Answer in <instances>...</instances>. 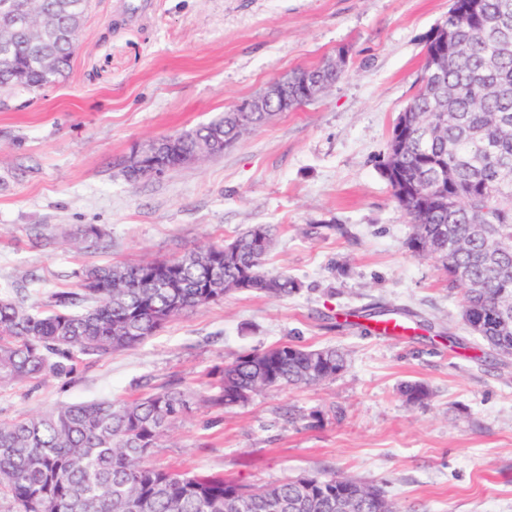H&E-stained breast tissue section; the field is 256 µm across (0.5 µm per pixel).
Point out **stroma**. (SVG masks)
I'll list each match as a JSON object with an SVG mask.
<instances>
[{"mask_svg":"<svg viewBox=\"0 0 512 512\" xmlns=\"http://www.w3.org/2000/svg\"><path fill=\"white\" fill-rule=\"evenodd\" d=\"M449 0H90L67 76L0 90V298L31 306L106 263L175 257L275 227L266 267L298 278L283 298L233 292L129 350L72 374L0 385V420L175 384L282 343L333 346L329 382L201 406L155 449L164 468L257 487L336 472L400 512H512V359L488 361L461 291L414 257L380 172L419 87ZM348 49L329 92L279 113L223 154L128 182L133 148L195 128L268 83ZM95 226L101 248L74 243ZM403 321L400 337L376 316ZM430 396L410 404L403 383Z\"/></svg>","mask_w":512,"mask_h":512,"instance_id":"stroma-1","label":"stroma"}]
</instances>
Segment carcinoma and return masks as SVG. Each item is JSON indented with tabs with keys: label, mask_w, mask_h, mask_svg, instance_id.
Wrapping results in <instances>:
<instances>
[{
	"label": "carcinoma",
	"mask_w": 512,
	"mask_h": 512,
	"mask_svg": "<svg viewBox=\"0 0 512 512\" xmlns=\"http://www.w3.org/2000/svg\"><path fill=\"white\" fill-rule=\"evenodd\" d=\"M89 0H32L42 39L0 30V88L36 90L42 58L70 69ZM443 26L451 37L426 56L421 87L392 130L382 171L406 216L408 250L433 260L462 291L461 317L496 359L512 357V0H478L477 10L451 4ZM347 68L324 62L288 74V99L309 87L324 94ZM260 112H224L174 135L167 169L205 160L264 125ZM270 225H254L229 243L180 256L94 266L76 288L53 293L45 308L0 299V384L37 381L73 371L79 355L102 357L133 347L181 314L238 290L285 297L300 288L265 269ZM334 347L293 343L240 356L215 368L214 391L196 397L166 389L120 402L60 405L0 422V498L12 512H336V493L355 498L350 512H398L381 496H358L360 482L315 474L247 488L221 475L183 473L151 463L154 449L196 405L230 409L252 395L316 385L344 370ZM412 404L430 395L422 382L400 388Z\"/></svg>",
	"instance_id": "cac0c4a2"
}]
</instances>
